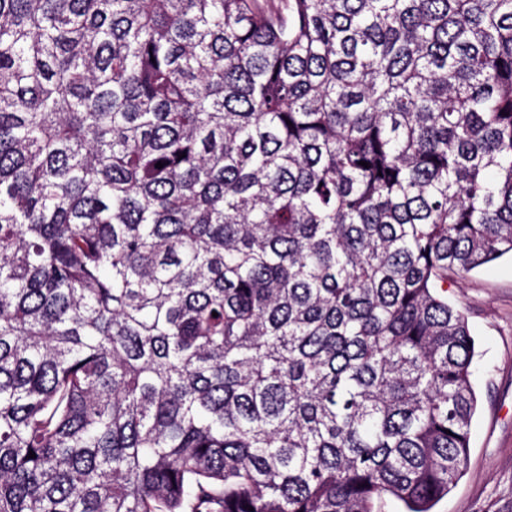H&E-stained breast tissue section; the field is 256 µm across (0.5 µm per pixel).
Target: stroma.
Returning <instances> with one entry per match:
<instances>
[{"label": "stroma", "mask_w": 512, "mask_h": 512, "mask_svg": "<svg viewBox=\"0 0 512 512\" xmlns=\"http://www.w3.org/2000/svg\"><path fill=\"white\" fill-rule=\"evenodd\" d=\"M476 341L467 467L433 512H512V257L448 283Z\"/></svg>", "instance_id": "35a3bbf8"}]
</instances>
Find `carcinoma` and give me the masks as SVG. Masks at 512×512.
<instances>
[{"instance_id": "carcinoma-1", "label": "carcinoma", "mask_w": 512, "mask_h": 512, "mask_svg": "<svg viewBox=\"0 0 512 512\" xmlns=\"http://www.w3.org/2000/svg\"><path fill=\"white\" fill-rule=\"evenodd\" d=\"M506 254L512 0H0V512H432Z\"/></svg>"}]
</instances>
